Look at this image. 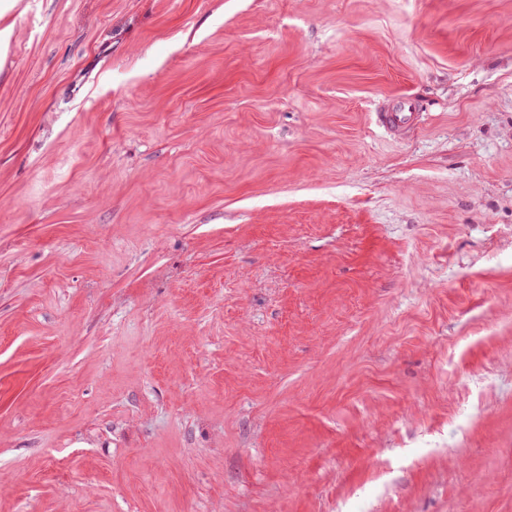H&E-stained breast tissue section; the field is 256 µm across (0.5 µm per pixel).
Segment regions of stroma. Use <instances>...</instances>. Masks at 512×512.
Returning a JSON list of instances; mask_svg holds the SVG:
<instances>
[{
    "mask_svg": "<svg viewBox=\"0 0 512 512\" xmlns=\"http://www.w3.org/2000/svg\"><path fill=\"white\" fill-rule=\"evenodd\" d=\"M7 5L0 512H512V0ZM415 104L410 99H404L391 112H382L379 115L380 121L388 128L399 130L412 123L417 112H414Z\"/></svg>",
    "mask_w": 512,
    "mask_h": 512,
    "instance_id": "stroma-1",
    "label": "stroma"
}]
</instances>
